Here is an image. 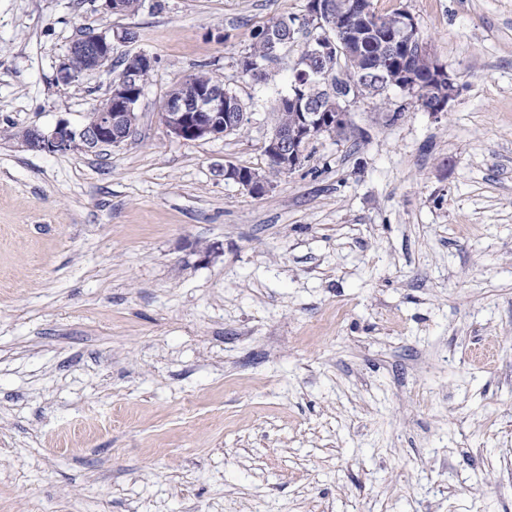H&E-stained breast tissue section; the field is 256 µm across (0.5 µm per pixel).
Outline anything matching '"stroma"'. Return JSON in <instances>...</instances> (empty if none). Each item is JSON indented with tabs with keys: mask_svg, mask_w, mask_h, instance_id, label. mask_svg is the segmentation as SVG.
I'll list each match as a JSON object with an SVG mask.
<instances>
[{
	"mask_svg": "<svg viewBox=\"0 0 512 512\" xmlns=\"http://www.w3.org/2000/svg\"><path fill=\"white\" fill-rule=\"evenodd\" d=\"M410 12L457 97L358 100L256 196L304 49L242 74L307 0H0V128L81 126L115 71L55 82L83 33L157 57L132 137L0 138V512H512V0ZM209 71L250 115L182 141ZM284 21L293 23L294 25H301L302 34L305 35L306 43L310 40L315 32L313 30H309L310 24L307 22L306 18L299 17H289L286 19H280L272 22L270 25L261 27L257 29L253 34V43L250 47V51L246 54L248 57H244L240 66L242 71L249 76L256 71V63L252 58H255L264 64V68L254 77V81L264 82L272 78V71L270 69L271 65L276 63L279 60L280 55L283 51L288 50L292 43L281 42L275 49L272 48L270 41L265 37V32L268 28L274 27L279 23H283ZM277 53L275 56H272L273 53ZM251 57V58H249ZM188 79L200 89L185 80L181 84H184L186 94L169 95L163 104L161 120L168 133L183 141H197L223 137L236 131L235 127L226 124V118L232 112H246L238 97L224 89L221 82L213 85L219 81L207 72L200 71ZM224 95L235 102L230 110L226 109L233 102ZM242 170H251L248 167H239ZM238 168V166L228 163L224 166V179L228 182L236 183L243 188L247 189L253 195L263 194L268 186L269 182L267 179L260 175L258 172L244 173Z\"/></svg>",
	"mask_w": 512,
	"mask_h": 512,
	"instance_id": "obj_1",
	"label": "stroma"
}]
</instances>
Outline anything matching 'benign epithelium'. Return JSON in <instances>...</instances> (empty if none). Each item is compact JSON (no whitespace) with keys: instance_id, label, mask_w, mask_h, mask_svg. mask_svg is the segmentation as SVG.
Returning <instances> with one entry per match:
<instances>
[{"instance_id":"obj_1","label":"benign epithelium","mask_w":512,"mask_h":512,"mask_svg":"<svg viewBox=\"0 0 512 512\" xmlns=\"http://www.w3.org/2000/svg\"><path fill=\"white\" fill-rule=\"evenodd\" d=\"M307 13L309 19L316 21V25L327 30L326 34L311 42L307 49L308 55L318 59L321 67L299 70L303 81L295 82L289 88V101L299 109V116L292 127L273 131L265 145L268 156L278 160L286 171L301 164L304 147L314 137L345 131L350 106L365 97L364 84L370 82V76L363 74L356 82L345 87L334 111L310 101L307 88L323 81L330 73L331 66H336V73H341L344 65L341 54L345 52V41L328 34L330 29L339 30L335 6L331 0H308ZM126 42L128 36L125 30L112 35L93 32L81 36L71 44L68 56L58 66L56 83L65 87L80 74L70 63L75 56L83 59L85 72L112 68L114 57L118 55V46ZM410 45L429 56L432 62L429 79L419 82L412 74L400 70L394 73L383 72L382 80L387 87L397 88L407 94L411 103L419 107L425 97L430 95L432 105L429 111L434 114L446 112L448 103L457 94L456 77L432 56L419 36L414 17L407 11L393 25V34L385 49L387 53L396 56ZM185 89L186 94L170 95L163 104L161 120L170 135L183 141H197L222 137L236 131L235 127L226 123V109L233 102L224 97L223 83L207 89H197L187 83ZM142 93L143 86L139 82L138 73L134 69L127 70L113 79L107 97L95 106L92 123L77 129L69 121L60 119L50 130L33 126L30 128L28 149L63 153L80 148L94 152L102 147L119 145L135 132L136 107ZM224 181L236 183L254 195L263 194L269 186L264 176L257 172L246 174L231 163L224 164Z\"/></svg>"}]
</instances>
